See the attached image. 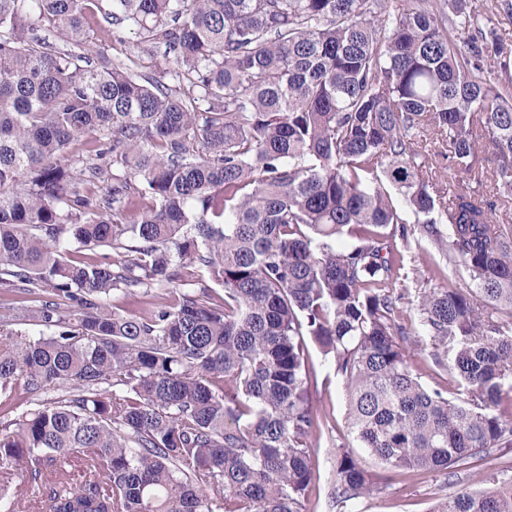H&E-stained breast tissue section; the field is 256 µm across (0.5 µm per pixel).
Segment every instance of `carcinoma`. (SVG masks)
Masks as SVG:
<instances>
[{
  "label": "carcinoma",
  "mask_w": 512,
  "mask_h": 512,
  "mask_svg": "<svg viewBox=\"0 0 512 512\" xmlns=\"http://www.w3.org/2000/svg\"><path fill=\"white\" fill-rule=\"evenodd\" d=\"M448 3L379 19L381 0H0V284L46 295L51 330L0 318V394L29 404L0 426V488H32L3 512H309L327 416L307 337L388 470L512 447V216L494 220L512 200V44ZM92 24L137 30L188 89L100 55ZM489 57L504 78L483 76ZM431 142L480 186L493 162L492 193L438 187ZM107 158L122 174L103 198ZM397 196L478 287L417 296L453 397L398 341L418 332L397 321ZM70 240L116 259L71 260ZM186 262L224 294L181 288ZM162 285L138 312L104 303ZM384 489L338 446L336 512ZM435 512H512V466Z\"/></svg>",
  "instance_id": "carcinoma-1"
}]
</instances>
